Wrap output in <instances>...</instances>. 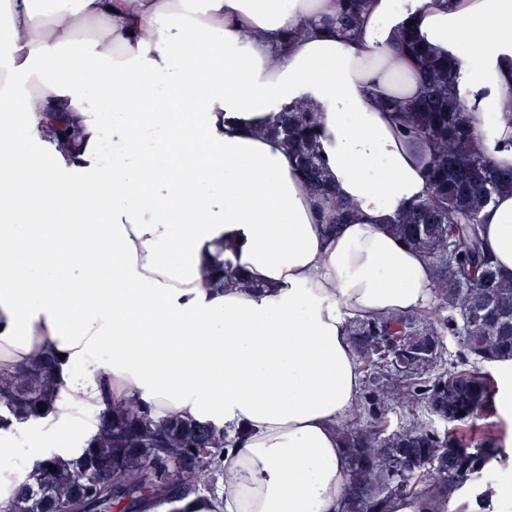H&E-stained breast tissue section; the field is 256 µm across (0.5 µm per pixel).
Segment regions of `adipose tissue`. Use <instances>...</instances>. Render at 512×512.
Instances as JSON below:
<instances>
[{"label": "adipose tissue", "instance_id": "ef3b65f1", "mask_svg": "<svg viewBox=\"0 0 512 512\" xmlns=\"http://www.w3.org/2000/svg\"><path fill=\"white\" fill-rule=\"evenodd\" d=\"M335 15L336 0H0V369L58 359L21 468L0 429V508L44 459L83 452L109 394L224 431L223 477L183 512H337V429L362 387L349 324L435 303L429 262L386 229L425 198L432 158L380 106L421 88L392 39L413 27L451 62L458 103L507 169L512 0H368L351 33L327 29ZM298 103L318 114L335 197L312 198L268 131ZM65 125L76 148L56 136ZM145 128L162 135L149 149ZM106 135L122 147L108 165ZM338 198L354 215L330 232ZM479 228L512 279V194ZM223 265L241 284H214Z\"/></svg>", "mask_w": 512, "mask_h": 512}]
</instances>
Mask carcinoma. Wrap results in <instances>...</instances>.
<instances>
[{"mask_svg":"<svg viewBox=\"0 0 512 512\" xmlns=\"http://www.w3.org/2000/svg\"><path fill=\"white\" fill-rule=\"evenodd\" d=\"M360 8V0H341L336 28L353 31ZM395 49L418 62L424 84L416 98L394 110L433 146L434 157L427 197L397 214L387 230L428 258L436 302L428 316L395 314L349 326L372 391L370 422L360 424L357 413L338 429L349 469L338 512H396L409 495L444 512L464 487L481 485L483 495H491L492 463L509 460L501 429L478 434L470 423L495 407V383L479 366L512 360V281L488 261L478 233L481 210L494 195L512 192V169L496 167L463 120L451 63L405 31ZM269 131L296 155L311 194L329 195L314 113L296 105L280 113ZM350 216L351 204L338 200L327 223L333 228ZM447 337L458 346V361L445 368ZM437 367L434 377L426 376ZM55 388L50 357L30 369L0 371V429L38 416L40 403L50 409ZM389 396L422 404L431 419L454 429L439 431L415 418L386 432L380 405ZM101 420L79 457L39 464L4 512H148L172 498L213 490L212 473L225 447L224 432L215 426L178 417L155 420L135 401L108 397Z\"/></svg>","mask_w":512,"mask_h":512,"instance_id":"cac0c4a2","label":"carcinoma"}]
</instances>
